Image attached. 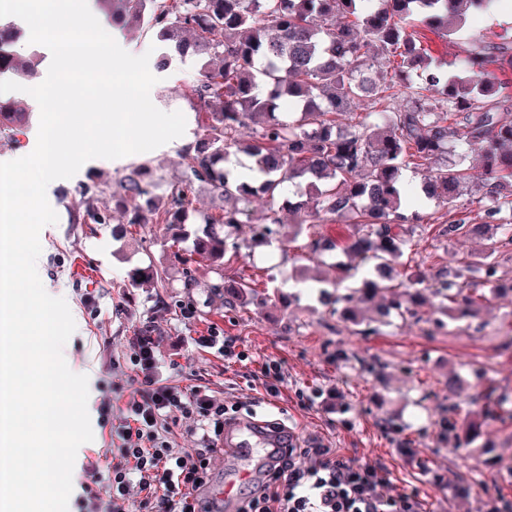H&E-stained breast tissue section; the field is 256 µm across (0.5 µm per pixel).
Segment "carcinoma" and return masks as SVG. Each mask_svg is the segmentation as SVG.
<instances>
[{
  "instance_id": "1",
  "label": "carcinoma",
  "mask_w": 512,
  "mask_h": 512,
  "mask_svg": "<svg viewBox=\"0 0 512 512\" xmlns=\"http://www.w3.org/2000/svg\"><path fill=\"white\" fill-rule=\"evenodd\" d=\"M491 0H96L112 25L130 30L143 24L160 43L156 62L163 70L174 56L218 57L186 87L184 97L204 108L195 143L185 151V173L164 182L149 163L128 168L116 192L122 223L163 224L169 257L181 268V287H195L192 265L209 262L219 276L212 285L226 290L225 304L239 308L259 293L239 279L224 284V264L243 259L235 230L252 225V243H270L282 223L279 201L292 194L288 211L308 210L307 223L347 218L356 233L338 245L307 229V248L317 258L342 249L348 262L342 278L349 293L322 299L342 304L343 320L360 324L358 303L381 298L379 315L421 320L426 304L416 289L420 269L395 273L415 229L430 223L425 201L451 206L470 182L462 147L482 146L483 178L471 192L482 223L459 218L440 230L450 242L483 241L475 267L448 255L433 293L452 317L475 311L479 299L462 295L460 280L481 274L497 283L496 255L512 245V97L500 93L494 66H512V38H472V48L454 63L455 71L432 60L417 27L448 35ZM21 30L0 25V79L34 83L41 55L18 51ZM296 106L279 111L280 101ZM350 122H343L344 118ZM28 109L16 98L0 99V134L16 140L28 123ZM255 125L252 139L242 132ZM243 150L253 159L250 176L232 156ZM458 156L448 164L446 157ZM427 172L420 188L401 180L409 169ZM205 186L219 202L218 212L198 213L194 190ZM104 190L92 179L73 192V222L109 224L112 210L101 205ZM261 198L266 212L253 218ZM192 241V247L184 243ZM169 285L167 274L139 268L129 274ZM448 406L441 412L448 444L460 434L459 379L448 376Z\"/></svg>"
}]
</instances>
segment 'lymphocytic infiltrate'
<instances>
[{
	"label": "lymphocytic infiltrate",
	"instance_id": "1",
	"mask_svg": "<svg viewBox=\"0 0 512 512\" xmlns=\"http://www.w3.org/2000/svg\"><path fill=\"white\" fill-rule=\"evenodd\" d=\"M128 363L133 386L107 400L114 442L108 464L88 458L91 483L86 512H214L203 497L211 480L209 462L224 437L223 402L196 386L162 382L155 375L154 337L135 331ZM201 416L204 430L197 448H177L169 439L172 413ZM384 468L347 463L335 449L318 443L282 449L237 512H423L418 499L388 494Z\"/></svg>",
	"mask_w": 512,
	"mask_h": 512
}]
</instances>
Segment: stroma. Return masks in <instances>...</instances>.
I'll return each mask as SVG.
<instances>
[{
    "label": "stroma",
    "instance_id": "1",
    "mask_svg": "<svg viewBox=\"0 0 512 512\" xmlns=\"http://www.w3.org/2000/svg\"><path fill=\"white\" fill-rule=\"evenodd\" d=\"M474 33L494 41L504 34L512 36V23L491 24L478 12L449 37L426 27L420 30L429 54L446 64L470 49ZM200 73L199 59H174L150 92L158 109L185 115L182 144L170 142L116 160H90L65 180V187L99 178L108 189L102 197L108 205L130 166L148 161L165 181L179 178L182 155L204 119L182 91ZM469 198L465 188L452 209L428 202L432 221L415 232V259L426 278H434L451 251L463 260L479 261L478 241L455 243L438 234L441 224L458 218L479 223ZM48 202L58 221L40 232L41 281L51 296L64 298L81 318L80 328L65 345L64 358L71 371L88 377L94 434L93 441L77 451L73 496L82 493L87 457L104 451L110 442V427L99 420L100 404L104 396L129 387L131 371L122 359L135 330L152 323L160 338L157 356L164 377L187 388L205 387L225 405L239 403L244 413H255L257 419L285 424L298 443L317 441L345 461L381 465L388 473L387 493L417 497L426 512H504L505 504L512 502V418L485 420L476 402L489 392L512 397V295L500 294L493 283L476 277L468 286L483 298L478 316L449 320L435 333L428 323L393 318L362 336L302 286L309 275L337 281L342 253L317 263L300 259L296 242L256 248L253 257L225 266L222 277L244 276L266 285V301L233 310L211 290L219 276L208 262L192 266L197 288H178L181 271L169 261L161 225L143 224L116 234L108 224L73 223L72 200L60 190H53ZM148 266L166 270L171 287L130 285L129 271ZM181 302L196 307V318L175 315ZM212 327L237 337L249 361L230 365L216 350L198 346L197 337ZM341 351L377 358L387 368L381 375L369 374L338 359ZM268 359L282 364V393L275 405L255 406L251 400L261 385L260 366ZM452 371L463 379L462 422L475 420L481 425L468 447L456 452L449 451L439 428V407L448 401L445 382ZM313 388L319 390V398H310ZM388 419L395 430L385 428Z\"/></svg>",
    "mask_w": 512,
    "mask_h": 512
}]
</instances>
